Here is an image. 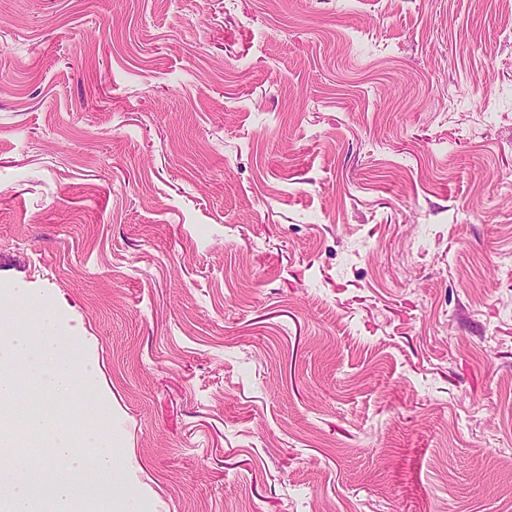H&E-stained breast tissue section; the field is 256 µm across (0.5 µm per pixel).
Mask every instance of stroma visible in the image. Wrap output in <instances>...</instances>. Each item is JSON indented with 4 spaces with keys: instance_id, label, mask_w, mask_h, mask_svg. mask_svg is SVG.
Segmentation results:
<instances>
[{
    "instance_id": "obj_1",
    "label": "stroma",
    "mask_w": 512,
    "mask_h": 512,
    "mask_svg": "<svg viewBox=\"0 0 512 512\" xmlns=\"http://www.w3.org/2000/svg\"><path fill=\"white\" fill-rule=\"evenodd\" d=\"M1 288L136 512H512V7L0 0Z\"/></svg>"
}]
</instances>
